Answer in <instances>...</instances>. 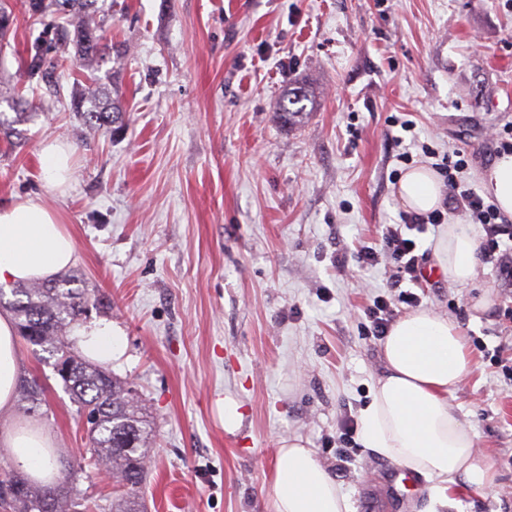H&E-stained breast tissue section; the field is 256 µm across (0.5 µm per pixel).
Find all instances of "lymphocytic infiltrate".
Here are the masks:
<instances>
[{"mask_svg":"<svg viewBox=\"0 0 512 512\" xmlns=\"http://www.w3.org/2000/svg\"><path fill=\"white\" fill-rule=\"evenodd\" d=\"M463 160L446 157L439 169L444 179L446 195L442 206L426 214L403 215L401 224L386 225L379 243L360 246L351 256L354 265L367 269L378 264L381 257L389 256L399 264L401 272L419 273V259L415 253V239L409 231L424 232L428 225L443 223L446 214L463 213L480 224L483 235L478 248V259L493 264L496 286L502 292L512 293V220L501 213L494 202L485 200L474 188L459 180Z\"/></svg>","mask_w":512,"mask_h":512,"instance_id":"lymphocytic-infiltrate-1","label":"lymphocytic infiltrate"}]
</instances>
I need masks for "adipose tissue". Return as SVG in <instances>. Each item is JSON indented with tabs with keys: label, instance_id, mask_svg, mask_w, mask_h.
Wrapping results in <instances>:
<instances>
[{
	"label": "adipose tissue",
	"instance_id": "obj_1",
	"mask_svg": "<svg viewBox=\"0 0 512 512\" xmlns=\"http://www.w3.org/2000/svg\"><path fill=\"white\" fill-rule=\"evenodd\" d=\"M500 211L512 217V154L498 157L481 174ZM396 195L408 209L439 208L442 186L433 171L417 166L400 179ZM478 236L473 225L448 224L434 245L438 271L455 285L472 282ZM75 262L71 233L42 202L24 199L0 206V285L46 281ZM74 334L84 356L108 365L123 353V337L111 321L79 324ZM20 341L10 313L0 311V452L31 478L56 476L51 434L16 411ZM384 371L361 416V443L432 484L430 512H451L449 484L476 491L496 473L451 395L472 370L457 323L432 310H416L390 327L382 348ZM268 512H355L332 474L298 437L282 439L270 476Z\"/></svg>",
	"mask_w": 512,
	"mask_h": 512
}]
</instances>
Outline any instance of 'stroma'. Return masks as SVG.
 I'll return each instance as SVG.
<instances>
[{
	"mask_svg": "<svg viewBox=\"0 0 512 512\" xmlns=\"http://www.w3.org/2000/svg\"><path fill=\"white\" fill-rule=\"evenodd\" d=\"M117 54L92 62L128 117L83 124L73 76L19 94L27 44L65 25L15 8L0 40V204L36 198L72 233L75 270L109 302L81 322L111 320L128 380L153 420L148 512H266L281 439L297 436L356 512H426L427 483H400L396 464L334 443L360 416L383 372L382 341L362 328L386 293L390 258L358 273L336 259L377 243L405 208L396 197L410 150H462L461 180L496 157L512 126V0H98ZM313 84L320 105L294 131L273 120L289 84ZM19 112L29 120L16 121ZM411 121L413 132L402 131ZM73 152V177L49 186L40 152ZM438 227L416 235L425 280L403 282L416 305L481 343L452 404L496 472L493 486L451 488L460 512H512V298L492 264L460 288L434 272ZM20 367L45 401L30 418L55 457L80 461L88 512H112L113 485L86 457L85 425L51 363L21 344ZM239 406L227 433L217 399Z\"/></svg>",
	"mask_w": 512,
	"mask_h": 512,
	"instance_id": "obj_1",
	"label": "stroma"
}]
</instances>
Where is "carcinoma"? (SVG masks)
Wrapping results in <instances>:
<instances>
[{"mask_svg":"<svg viewBox=\"0 0 512 512\" xmlns=\"http://www.w3.org/2000/svg\"><path fill=\"white\" fill-rule=\"evenodd\" d=\"M96 0H27L28 11L37 23L48 11L77 14L74 35L62 32L44 46L34 42L27 50L22 71L25 81L48 82L58 69L78 73L87 63L112 50L104 21L84 9ZM318 104V95L309 85L288 88L280 98L276 119L290 128L303 125ZM74 110L90 127L100 129L123 123L121 107L109 101L105 91L87 89L73 102ZM70 278L51 284L26 282L13 289L16 300L10 303L19 335L54 359L53 369L77 412L86 417L88 452L95 464H106L112 482L121 495L112 512H145L141 488L150 458L153 423L128 382L83 361L67 328L77 320L92 299L89 289L66 287ZM19 400L28 410L39 408L44 391L35 379H24ZM77 467L61 470L55 481L44 484L28 480L10 463L0 464V489L18 490L0 501L4 512H79L82 502L73 495Z\"/></svg>","mask_w":512,"mask_h":512,"instance_id":"1","label":"carcinoma"}]
</instances>
